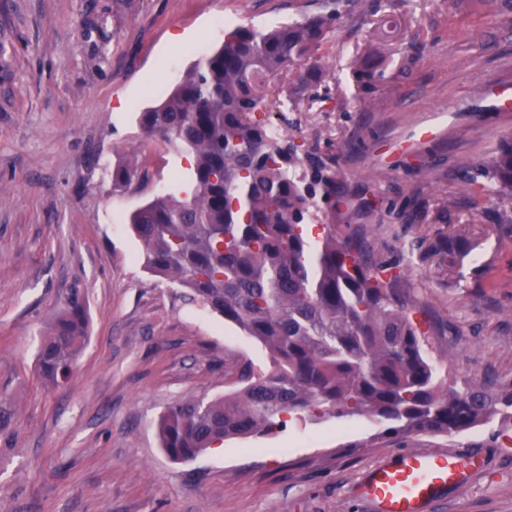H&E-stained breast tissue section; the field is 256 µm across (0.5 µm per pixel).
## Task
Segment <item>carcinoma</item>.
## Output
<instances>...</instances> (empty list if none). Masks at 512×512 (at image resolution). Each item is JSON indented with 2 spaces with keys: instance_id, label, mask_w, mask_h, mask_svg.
Returning <instances> with one entry per match:
<instances>
[{
  "instance_id": "1",
  "label": "carcinoma",
  "mask_w": 512,
  "mask_h": 512,
  "mask_svg": "<svg viewBox=\"0 0 512 512\" xmlns=\"http://www.w3.org/2000/svg\"><path fill=\"white\" fill-rule=\"evenodd\" d=\"M339 0L300 22L270 30L240 26L201 58L160 105L138 114L149 138L193 156V192L156 196L129 216L152 274L187 289L188 299L224 317L267 350L270 367L245 364L241 387L189 399L158 422L161 448L189 461L224 440L270 435L289 419L368 416L381 435H460L498 423L512 441V379L489 388L450 385L429 358L426 331L411 320L403 271L380 260L364 225L328 224L322 239L300 227L336 217V177L281 134L269 117L268 85L289 76L302 95L323 76L319 50ZM483 183L466 191L476 206L492 192L512 199V141L481 164ZM142 177L119 158L112 184ZM87 340V315L71 302L37 355L43 383H69Z\"/></svg>"
}]
</instances>
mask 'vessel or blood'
Instances as JSON below:
<instances>
[{
	"instance_id": "1",
	"label": "vessel or blood",
	"mask_w": 512,
	"mask_h": 512,
	"mask_svg": "<svg viewBox=\"0 0 512 512\" xmlns=\"http://www.w3.org/2000/svg\"><path fill=\"white\" fill-rule=\"evenodd\" d=\"M477 468L471 457L409 451L371 472L364 497L381 512H422L439 489L463 483Z\"/></svg>"
}]
</instances>
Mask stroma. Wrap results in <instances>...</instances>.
<instances>
[{
  "label": "stroma",
  "instance_id": "obj_1",
  "mask_svg": "<svg viewBox=\"0 0 512 512\" xmlns=\"http://www.w3.org/2000/svg\"><path fill=\"white\" fill-rule=\"evenodd\" d=\"M342 8L322 80L271 119L336 174V221L372 231L399 265L413 321L449 382L512 378V202L473 206L464 163L512 139V18L469 0H371ZM319 0H0V512H378L360 494L402 452L476 458L467 484L426 512H512V446L492 426L459 436H382L366 417L293 420L171 460L158 421L172 404L236 387L260 346L144 267L128 214L192 190L190 158L147 140L137 114L237 26L289 24ZM430 139H420L425 127ZM137 155L148 179L116 191L112 162ZM449 208H442L443 199ZM459 237L454 263L439 235ZM88 341L74 379L44 387L37 352L72 300Z\"/></svg>",
  "mask_w": 512,
  "mask_h": 512
}]
</instances>
